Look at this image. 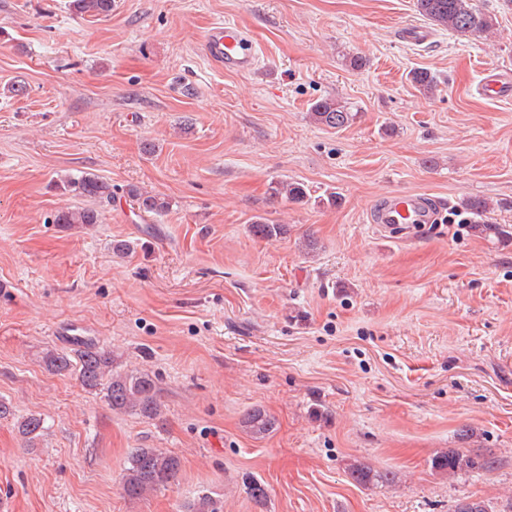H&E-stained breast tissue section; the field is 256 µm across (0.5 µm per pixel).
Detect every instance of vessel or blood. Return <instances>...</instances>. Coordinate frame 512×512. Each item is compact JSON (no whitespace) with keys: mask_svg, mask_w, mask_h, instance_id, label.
Instances as JSON below:
<instances>
[{"mask_svg":"<svg viewBox=\"0 0 512 512\" xmlns=\"http://www.w3.org/2000/svg\"><path fill=\"white\" fill-rule=\"evenodd\" d=\"M207 58L224 71L247 74L258 65L253 40L248 32L232 22L212 25L203 34ZM482 94L489 97L512 96V70L492 68L483 75ZM446 208L444 201L417 192L400 191L386 196L370 209L367 220L392 230L399 227L422 229L440 222Z\"/></svg>","mask_w":512,"mask_h":512,"instance_id":"1","label":"vessel or blood"}]
</instances>
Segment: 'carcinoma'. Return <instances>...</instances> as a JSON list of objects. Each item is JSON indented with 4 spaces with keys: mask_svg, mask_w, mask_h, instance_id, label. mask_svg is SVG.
I'll return each mask as SVG.
<instances>
[{
    "mask_svg": "<svg viewBox=\"0 0 512 512\" xmlns=\"http://www.w3.org/2000/svg\"><path fill=\"white\" fill-rule=\"evenodd\" d=\"M114 0H71L70 6L80 15L107 16L112 13ZM416 11L442 30L462 36H481L493 29L490 15L477 10L473 0H416ZM410 80L425 93L434 92L437 82L426 70H414ZM356 113L350 111L348 102L339 97H323L312 104L310 120L329 129H342L353 122ZM63 192L93 199L101 204L112 200V185L91 172L69 176L56 182ZM126 194L138 208L146 213L159 214L169 209L170 202L153 195L136 185L128 186ZM271 194L283 196L291 202L303 204L311 200L308 187L295 180L281 181L271 187ZM464 209L476 217L472 230L479 237H495L512 240V227L505 224H490L483 217L490 209L488 201L473 198L464 202ZM53 222L71 227H93L102 223V212L97 207H80L58 212ZM256 238L271 239L286 232L285 225L271 224L263 218L250 225ZM45 367L55 373L72 372L82 386L103 395L112 410L133 412L148 420L163 418L164 406L158 379L146 370L125 371L116 366L112 353L101 350L93 342H80L67 350H49L43 357ZM243 426L252 434L266 435L276 427V418L260 408L245 412ZM19 433L29 442L44 435V419L29 414L18 421ZM181 462L178 456L160 448H136L128 458L120 481V490L128 499H140L147 492L167 487L177 476ZM432 466L440 472L455 475L469 469L488 470L492 461L479 454H467L457 448L442 451L433 458ZM351 479L358 485L391 483L395 474L377 471L359 463L349 469Z\"/></svg>",
    "mask_w": 512,
    "mask_h": 512,
    "instance_id": "cac0c4a2",
    "label": "carcinoma"
}]
</instances>
